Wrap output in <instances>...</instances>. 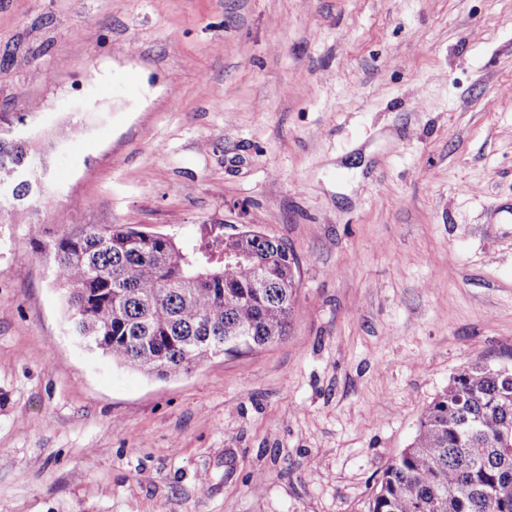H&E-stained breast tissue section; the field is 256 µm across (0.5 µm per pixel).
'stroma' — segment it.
Here are the masks:
<instances>
[{"instance_id":"stroma-1","label":"stroma","mask_w":512,"mask_h":512,"mask_svg":"<svg viewBox=\"0 0 512 512\" xmlns=\"http://www.w3.org/2000/svg\"><path fill=\"white\" fill-rule=\"evenodd\" d=\"M0 512H368L476 355L512 362V0H0ZM246 226L291 330L177 376L75 335L37 242ZM26 168L25 184H17L16 190L23 199L28 202L32 197L28 196L30 189H36L38 185H42L44 174L38 175V168L42 165L41 159L37 158L32 152L29 141H13L11 139L0 138V186L2 182L12 181V172L18 166ZM29 197V198H28Z\"/></svg>"}]
</instances>
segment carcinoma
Segmentation results:
<instances>
[{"mask_svg":"<svg viewBox=\"0 0 512 512\" xmlns=\"http://www.w3.org/2000/svg\"><path fill=\"white\" fill-rule=\"evenodd\" d=\"M21 165L16 190L28 202L42 161L29 141L0 138V183ZM39 248L74 331L116 364L167 377L211 358L216 342L240 354L288 335L297 262L254 230L183 244L89 225ZM226 251L243 262L225 265ZM236 327L250 330L247 339H228ZM369 512H512V365L477 356L450 377L383 472Z\"/></svg>","mask_w":512,"mask_h":512,"instance_id":"obj_1","label":"carcinoma"}]
</instances>
